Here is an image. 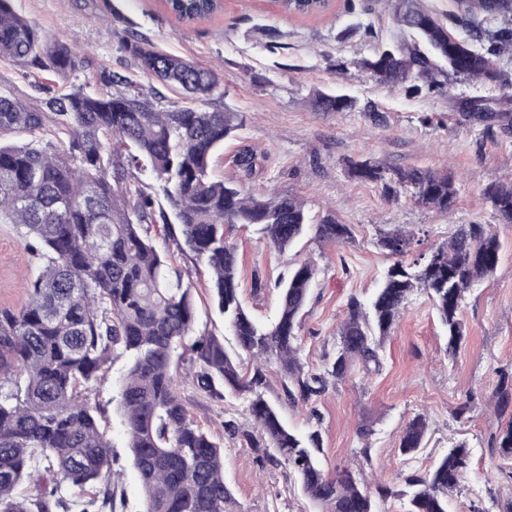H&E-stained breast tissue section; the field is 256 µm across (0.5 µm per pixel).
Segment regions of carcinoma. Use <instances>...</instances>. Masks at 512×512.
I'll return each instance as SVG.
<instances>
[{
    "mask_svg": "<svg viewBox=\"0 0 512 512\" xmlns=\"http://www.w3.org/2000/svg\"><path fill=\"white\" fill-rule=\"evenodd\" d=\"M381 1L400 37L359 62L375 82L409 95L431 94L443 91L451 74L493 87L512 104V81L497 64L512 52V27L482 28L487 18L511 17L512 0H456L468 25V54L459 57L451 52L458 36L425 0H373ZM165 6L186 23L217 10L213 0H165ZM280 8L318 16L329 4L283 0ZM120 49L147 76L178 92L182 103L165 104L159 91L107 70L99 75L98 92L46 87L44 112L0 95V133H31L50 121L70 136L63 152L50 142L0 144V223L23 229L28 250L44 260L28 283L25 304L0 309V512H72L76 505L79 512H117L112 445L82 388L122 356L129 364L117 406L143 512H248L224 481L222 442L189 415L177 391L176 371L186 355L198 392L248 402L252 427L229 420L224 431L254 450L260 468H287L320 512H378L362 468L326 475L319 432L290 429L263 397L266 367L276 364L288 400L306 406L356 367L367 376L381 373L386 340L416 291L432 303L448 352H457L466 339L465 293L494 274L502 243L488 224H460L448 242L409 262L413 237L400 229L379 232L374 244L393 264L369 301L348 299L335 354L325 356L321 369L305 370L300 333L317 268L303 262L277 283V316L262 324L239 298L238 253L226 228L251 226L284 252L310 233L323 244L350 243V226L332 214L314 223L296 196L254 194L236 178L217 176L224 142L241 123L223 104L216 73L142 36H127ZM0 57L61 80L79 66L68 43L16 12L13 0H0ZM309 103L317 112L358 110L379 119L372 102L361 106L332 90H312ZM347 167L353 178L381 185L390 200L407 196L441 214L456 205L458 186L448 170L389 168L371 159H350ZM137 172L162 185L169 209L142 189ZM484 199L500 220L512 223V181L490 183ZM152 224L163 225L168 236L179 226L186 248L207 266L233 349L195 332L192 289L183 287L181 274L155 246ZM511 401L512 373L504 371L500 414ZM426 432L425 416H414L402 431L401 451L423 448ZM491 447L512 456V419L492 433ZM469 462L467 444L458 442L429 470L407 474L404 489L377 492L382 500L406 498V512H448V496ZM26 482L37 493H20Z\"/></svg>",
    "mask_w": 512,
    "mask_h": 512,
    "instance_id": "1",
    "label": "carcinoma"
}]
</instances>
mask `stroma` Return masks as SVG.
<instances>
[{"label": "stroma", "mask_w": 512, "mask_h": 512, "mask_svg": "<svg viewBox=\"0 0 512 512\" xmlns=\"http://www.w3.org/2000/svg\"><path fill=\"white\" fill-rule=\"evenodd\" d=\"M345 4L334 0L326 14L300 17L281 13L272 0H224L210 18L190 24L168 14L161 0H15L14 7L70 44L83 66L69 82L88 91L96 90L102 69L147 82L119 48L130 31L214 70L227 92L225 104L241 120L235 136L224 143L216 173L238 174L236 156L250 148L256 170L243 180L248 190L299 196L312 214L330 210L351 226L352 244L325 245L309 235L284 252L253 230L236 227L229 233L239 253L240 297L259 321L270 322L277 314L276 281L298 263L315 264L318 274L301 331L300 358L308 370L320 369L325 354L335 352L336 328L349 297L369 298L390 266V258L374 245L379 231L402 228L414 234L415 249L422 252L447 241L457 225H492L503 245L502 257L494 275L465 296L461 316L467 337L456 355L448 354L446 332L426 295L417 291L385 344L381 374L366 379L353 374L307 407L285 398L272 366L263 393L288 427L303 433L319 430V457L329 474L354 466L359 448L369 445L365 475L396 491L380 503V512H406L407 502L398 495L403 476L429 469L461 441L469 446L470 469L450 496L448 512H512V460L491 454L488 447L489 433L499 422L494 397L499 375L504 369L512 372V224L502 223L483 198L488 183L512 178V119L486 121L471 112L473 100L492 94L479 83L452 78L446 93L417 97L377 85L354 62L373 55L399 30L387 13H350ZM358 23L370 26L373 37L359 33L339 39L341 30ZM267 27L278 30L276 43L263 36ZM54 82L44 73L23 75L0 58V94L13 95L28 108H44L42 87ZM315 88H336L373 102L382 119L374 121L362 112L313 111L308 96ZM366 158L394 168L452 169L459 187L453 212L438 214L404 197L388 201L381 186L350 176L347 160ZM151 234L193 288L198 330L229 340L224 318L212 303L206 266L165 237L161 225H152ZM40 265L28 253L21 229L0 224V307L26 302L27 283ZM126 369L125 358L114 360L85 394L98 407L112 442L124 512H142V492L116 401ZM179 390L190 415L222 439L224 479L249 512H318L287 469H258L253 450L225 435L227 420L249 424L243 399L206 398L188 377L181 378ZM313 410L319 421L310 420ZM419 413L428 422L426 445L416 454H402L401 432ZM365 425L371 429L366 441L358 435Z\"/></svg>", "instance_id": "35a3bbf8"}]
</instances>
